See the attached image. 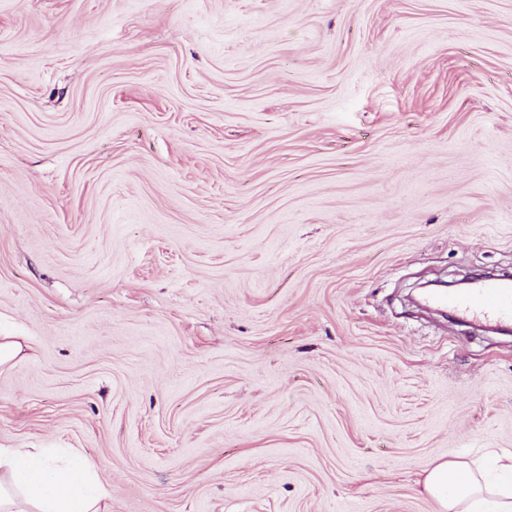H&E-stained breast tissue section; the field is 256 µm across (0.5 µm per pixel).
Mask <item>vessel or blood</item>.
Masks as SVG:
<instances>
[{"instance_id": "obj_1", "label": "vessel or blood", "mask_w": 512, "mask_h": 512, "mask_svg": "<svg viewBox=\"0 0 512 512\" xmlns=\"http://www.w3.org/2000/svg\"><path fill=\"white\" fill-rule=\"evenodd\" d=\"M431 302L449 314L501 328L512 326V279L488 277L463 292H442Z\"/></svg>"}]
</instances>
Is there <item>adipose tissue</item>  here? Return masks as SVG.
<instances>
[{"label":"adipose tissue","mask_w":512,"mask_h":512,"mask_svg":"<svg viewBox=\"0 0 512 512\" xmlns=\"http://www.w3.org/2000/svg\"><path fill=\"white\" fill-rule=\"evenodd\" d=\"M489 482L476 463L436 460L424 478L435 512H512V452ZM97 471L79 454L62 461L51 448H0V512H108Z\"/></svg>","instance_id":"obj_1"}]
</instances>
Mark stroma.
Returning <instances> with one entry per match:
<instances>
[{"label":"stroma","instance_id":"1","mask_svg":"<svg viewBox=\"0 0 512 512\" xmlns=\"http://www.w3.org/2000/svg\"><path fill=\"white\" fill-rule=\"evenodd\" d=\"M512 0H0V446L108 512H434L512 449ZM449 314L501 328L512 326V280L488 277L464 292H442L428 296Z\"/></svg>","mask_w":512,"mask_h":512}]
</instances>
